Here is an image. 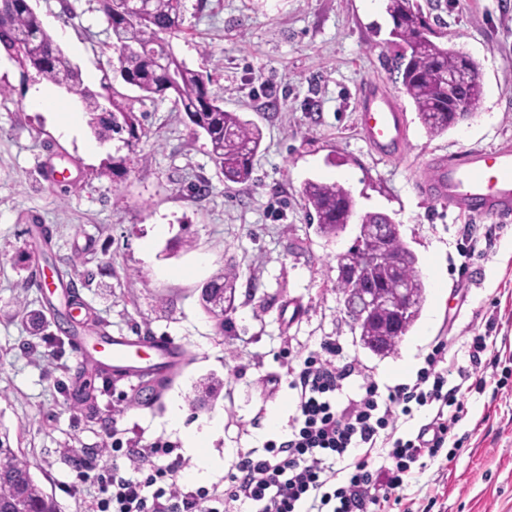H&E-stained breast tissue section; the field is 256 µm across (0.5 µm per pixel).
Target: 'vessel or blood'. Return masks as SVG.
<instances>
[{"label":"vessel or blood","mask_w":512,"mask_h":512,"mask_svg":"<svg viewBox=\"0 0 512 512\" xmlns=\"http://www.w3.org/2000/svg\"><path fill=\"white\" fill-rule=\"evenodd\" d=\"M358 126L372 151L382 156L400 155L407 144V130L395 101L377 85L359 95ZM430 199L471 214L504 221L512 218V147L476 150L461 158H440L432 174L420 184ZM76 345L97 346L115 369L133 367L137 349L147 350L157 363L181 355L173 338H116L99 332L75 337Z\"/></svg>","instance_id":"obj_1"}]
</instances>
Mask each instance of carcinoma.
Instances as JSON below:
<instances>
[{"mask_svg":"<svg viewBox=\"0 0 512 512\" xmlns=\"http://www.w3.org/2000/svg\"><path fill=\"white\" fill-rule=\"evenodd\" d=\"M100 12L112 33L111 48L117 54L123 82L139 92L131 100L112 92L111 112L103 115L100 94L83 87L80 68L74 64L44 29L38 13L28 0H11L0 8V54L15 61L23 73L34 71L42 80L78 94L90 126L101 141L122 139L126 145L138 141L143 128L134 103L145 104L171 95L181 104L195 133L210 142V159L224 181L247 184L252 181L253 157L262 142V131L236 112H228L211 95V75L190 68L175 55L170 39L182 32V0H143L139 14L122 11V0H97ZM393 21L390 43L400 48L397 68L404 93L412 100L417 117L430 137L444 134L454 125L448 102L441 97L446 76L465 70L458 94L477 108L483 84L479 64L455 45L439 38L418 40L420 29L430 27L418 0H383ZM302 196L306 209L314 212L317 231L334 237L342 225L350 223L355 203L342 184L319 180L304 183ZM363 251L377 259L368 273L384 285V294L403 288L417 305L420 315L426 284L418 267V257L404 242L399 228L384 213L360 216ZM388 224V233L377 234L374 226ZM238 275L219 272L201 289L203 308L213 315L219 330H224V307H233ZM392 315L381 303L373 313L354 324L364 339L381 337L375 353L386 356L396 351L401 337L414 325L408 321L401 335L388 329ZM169 376L156 375L135 389L132 401L139 407L159 402L171 383ZM0 512H59L52 495L47 493L31 472L30 463L15 451L7 432L0 431Z\"/></svg>","mask_w":512,"mask_h":512,"instance_id":"1","label":"carcinoma"}]
</instances>
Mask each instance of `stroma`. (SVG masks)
<instances>
[{
    "label": "stroma",
    "mask_w": 512,
    "mask_h": 512,
    "mask_svg": "<svg viewBox=\"0 0 512 512\" xmlns=\"http://www.w3.org/2000/svg\"><path fill=\"white\" fill-rule=\"evenodd\" d=\"M418 2L436 35L479 62L484 85L476 112L436 138L401 90L381 0H184L176 56L206 68L225 110L263 132L253 179L242 185L223 181L208 139L173 99L141 106L145 134L132 145L98 142L86 123L65 139L27 104L38 77L0 57V428L60 512H96L116 431L128 448L169 441L188 472L203 473L201 487L224 485L240 453L287 436L288 362L325 340L394 385L414 377L439 336L452 342L456 366H468L465 344L478 334L492 336L499 361L485 390L463 398L454 430L462 448L414 468L387 512H512V382L496 386L512 373V219L478 220L418 189L434 156L512 145V0ZM31 5L85 86L134 97L96 0ZM371 84L405 116L402 157L378 156L360 134L358 97ZM49 152L70 170L71 187L42 181ZM116 158L122 171L112 169ZM309 179L349 188L358 213L390 215L419 258L426 300L388 357L361 346L336 286V255L357 226L317 234L302 196ZM471 223L493 235L461 277L457 244ZM225 268L239 279L219 328L199 294ZM72 329L169 336L188 362L159 406H130L137 380L107 371L91 379L94 404L78 408L80 370L97 355L69 343ZM176 408L186 426L219 422L201 452L173 427Z\"/></svg>",
    "instance_id": "obj_1"
}]
</instances>
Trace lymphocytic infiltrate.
Here are the masks:
<instances>
[{
    "label": "lymphocytic infiltrate",
    "instance_id": "f902f5d3",
    "mask_svg": "<svg viewBox=\"0 0 512 512\" xmlns=\"http://www.w3.org/2000/svg\"><path fill=\"white\" fill-rule=\"evenodd\" d=\"M493 349L488 336L472 337L469 365L459 368L447 337H438L413 379L383 387L342 358L339 344L323 342L288 366L295 413L287 437L240 454L224 489H187L179 480L185 460L157 440L125 449L129 467L103 477L97 512H229L238 502L256 512H382L400 501L413 465L447 445L465 393L484 390L483 374L498 361ZM353 377L361 383L348 397ZM420 409L429 420L406 437L400 428Z\"/></svg>",
    "mask_w": 512,
    "mask_h": 512
}]
</instances>
